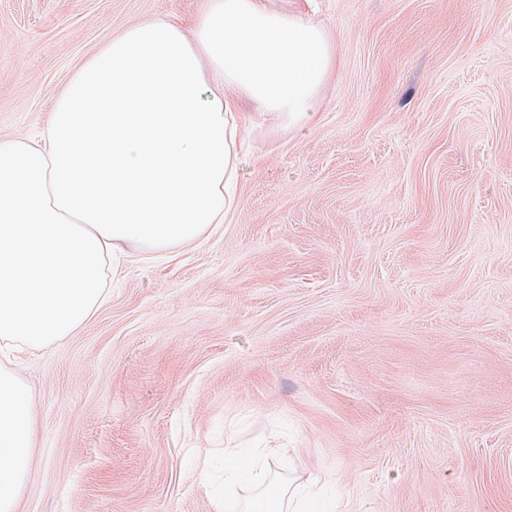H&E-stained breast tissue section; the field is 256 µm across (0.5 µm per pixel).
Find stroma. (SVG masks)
Listing matches in <instances>:
<instances>
[{"instance_id": "stroma-1", "label": "stroma", "mask_w": 512, "mask_h": 512, "mask_svg": "<svg viewBox=\"0 0 512 512\" xmlns=\"http://www.w3.org/2000/svg\"><path fill=\"white\" fill-rule=\"evenodd\" d=\"M208 0H0V139L111 35ZM334 41L315 115L255 125L239 205L131 249L69 336L0 367L37 436L18 512H215L224 451L352 512H512V0H268Z\"/></svg>"}]
</instances>
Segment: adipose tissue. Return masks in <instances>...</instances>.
I'll return each mask as SVG.
<instances>
[{
    "label": "adipose tissue",
    "mask_w": 512,
    "mask_h": 512,
    "mask_svg": "<svg viewBox=\"0 0 512 512\" xmlns=\"http://www.w3.org/2000/svg\"><path fill=\"white\" fill-rule=\"evenodd\" d=\"M333 64L324 28L268 0H209L190 39L161 18L113 35L65 84L42 137L0 140V340L69 335L99 307L111 254L184 246L223 223L238 202L241 99L302 126ZM35 433L29 389L1 367L0 512H18ZM287 453L272 441L228 462L226 512L271 494L279 512H307L316 485L273 469Z\"/></svg>",
    "instance_id": "1"
}]
</instances>
